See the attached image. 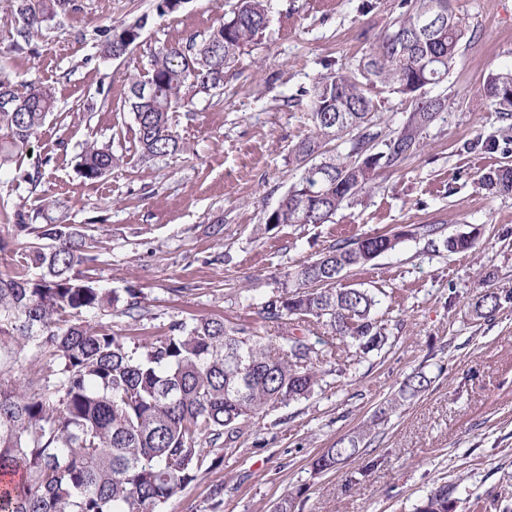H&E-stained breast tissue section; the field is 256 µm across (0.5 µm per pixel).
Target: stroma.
Segmentation results:
<instances>
[{
    "label": "stroma",
    "mask_w": 512,
    "mask_h": 512,
    "mask_svg": "<svg viewBox=\"0 0 512 512\" xmlns=\"http://www.w3.org/2000/svg\"><path fill=\"white\" fill-rule=\"evenodd\" d=\"M236 0H184L157 15L156 0H73L72 9L18 44L10 0H0V77L54 88L56 104L22 168L36 184H16L0 169V273L20 241L15 213L46 212L99 240L83 270L118 298L112 328L138 341L174 321H242L285 270L320 257L341 240L402 234L395 250L345 272L343 282L376 293L389 343L317 364L319 384L305 399L249 421L221 464L205 458L197 481L163 512H208L215 486L222 512H273L282 497L294 512H415L434 488L450 492L452 512H484L498 498L512 512V304L486 320L471 305L486 289L512 290V193L482 186V174L512 165V123L500 120L482 87L512 68V0H452L466 24L453 71L431 95L445 109L418 152L380 176L361 202L325 224H269L266 216L299 175L294 147L311 129L304 90L328 72L357 66L399 13L400 0H271V22L258 44L224 75L216 97L197 95L172 124L187 149L145 161L134 121L121 101L130 77L150 70L165 44L203 37ZM148 22L125 58L103 56L113 28ZM374 125L388 133L411 109L405 96L374 83ZM496 138L498 148L481 147ZM112 146L120 163L83 178L86 141ZM476 236L451 253L444 242ZM141 314L125 315L131 298ZM424 371L428 389L380 417L408 377ZM367 434V448L336 471L309 463L338 439Z\"/></svg>",
    "instance_id": "obj_1"
}]
</instances>
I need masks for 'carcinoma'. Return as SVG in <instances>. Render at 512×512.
Instances as JSON below:
<instances>
[{
	"label": "carcinoma",
	"mask_w": 512,
	"mask_h": 512,
	"mask_svg": "<svg viewBox=\"0 0 512 512\" xmlns=\"http://www.w3.org/2000/svg\"><path fill=\"white\" fill-rule=\"evenodd\" d=\"M72 0H13L19 36L31 34ZM401 12L378 37L377 47L358 71L318 79L306 91L310 133L294 148L300 177L267 215V224H325L345 204H353L387 170L414 155L423 132L444 108L428 89L455 66L465 37L451 0H401ZM447 16L424 37L421 18ZM148 16L113 30L102 46L107 58L126 55ZM270 24L269 0H237L231 14L200 41L163 45L143 80L133 77L124 107L133 115L134 137L146 159L185 150L171 112L188 94L216 96L224 76L245 48ZM376 81L411 100L405 122L385 137L370 131L374 103L368 86ZM150 94L139 95L140 89ZM483 92L499 117L512 119V68L490 75ZM54 89L0 78V169L31 148L32 139L55 108ZM340 140L344 151L325 149ZM380 154L373 167H360V155ZM120 158L112 147L85 143L79 173L95 180L112 172ZM320 162L328 177L313 185L308 168ZM481 182L512 192V167L500 166ZM16 235L37 242L13 251L12 270L0 274V512H162V506L195 482L204 443L234 452L241 424L278 405L306 398L318 385L314 362L336 354V341L359 353L378 352L389 336L376 318L377 294L346 288L336 270L367 265L401 242L393 235H367L337 243L318 259L283 272L281 287L255 314L277 326L268 336L244 324L202 318L174 321L161 336L130 347L112 330L118 299L79 271L96 261L97 241L72 224L54 219L35 226L17 214ZM512 302V290L486 291L473 304L486 319ZM99 320L90 323L87 316ZM322 330L315 351L295 324ZM46 359V367L23 390L4 375L27 358ZM424 371L411 376L403 394L426 391ZM366 435L341 438L317 455L311 467L322 474L358 456ZM417 512H450L448 486L432 490Z\"/></svg>",
	"instance_id": "cac0c4a2"
}]
</instances>
